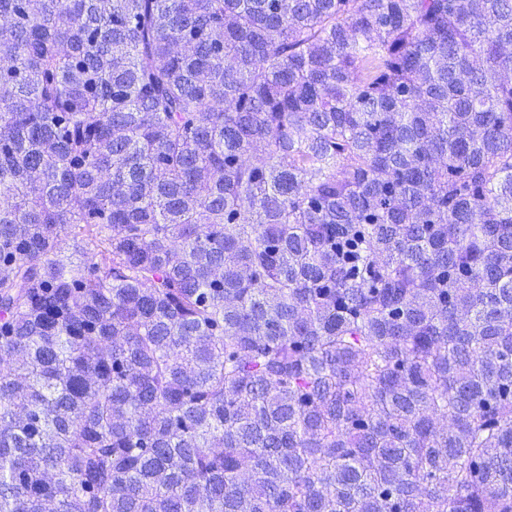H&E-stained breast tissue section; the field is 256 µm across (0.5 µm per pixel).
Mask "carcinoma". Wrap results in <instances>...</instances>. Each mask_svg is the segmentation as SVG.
Returning a JSON list of instances; mask_svg holds the SVG:
<instances>
[{"label":"carcinoma","mask_w":512,"mask_h":512,"mask_svg":"<svg viewBox=\"0 0 512 512\" xmlns=\"http://www.w3.org/2000/svg\"><path fill=\"white\" fill-rule=\"evenodd\" d=\"M0 15V512H512V0Z\"/></svg>","instance_id":"obj_1"}]
</instances>
